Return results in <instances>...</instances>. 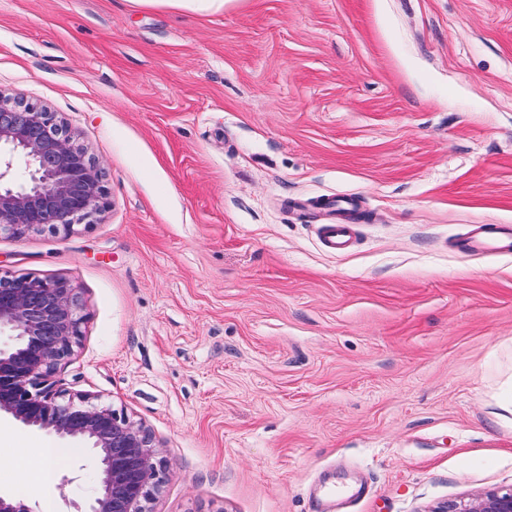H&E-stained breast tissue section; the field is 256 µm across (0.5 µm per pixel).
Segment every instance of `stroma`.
Returning a JSON list of instances; mask_svg holds the SVG:
<instances>
[{"mask_svg": "<svg viewBox=\"0 0 512 512\" xmlns=\"http://www.w3.org/2000/svg\"><path fill=\"white\" fill-rule=\"evenodd\" d=\"M0 93L56 113L107 207L0 238L87 320L54 380L125 408L167 462L152 512H433L512 487V0H0ZM354 197L355 245L328 251ZM54 512L92 453L0 418V493ZM227 0H126L133 10L176 11L199 15L223 13ZM512 249V237L507 234L493 237L479 235L463 241L459 250L465 255H477L488 251H509ZM34 451L44 464L34 483L44 491V499H48L52 483V473L64 461V452L60 448H36Z\"/></svg>", "mask_w": 512, "mask_h": 512, "instance_id": "obj_1", "label": "stroma"}]
</instances>
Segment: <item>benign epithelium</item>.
I'll return each instance as SVG.
<instances>
[{
	"label": "benign epithelium",
	"mask_w": 512,
	"mask_h": 512,
	"mask_svg": "<svg viewBox=\"0 0 512 512\" xmlns=\"http://www.w3.org/2000/svg\"><path fill=\"white\" fill-rule=\"evenodd\" d=\"M26 159L28 180H6L11 157ZM0 234L69 235L105 207L102 168L46 109L0 97ZM77 288L63 277L0 274V416L26 428L88 445L99 464V487L72 512H151L166 465L151 431L124 411L71 394L53 380L82 336ZM436 512H512V488L488 490Z\"/></svg>",
	"instance_id": "benign-epithelium-1"
}]
</instances>
